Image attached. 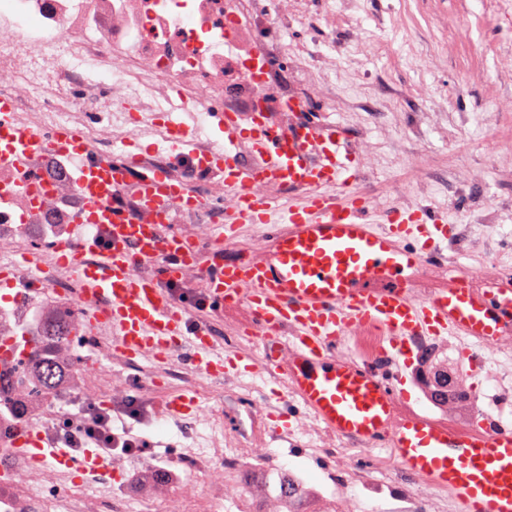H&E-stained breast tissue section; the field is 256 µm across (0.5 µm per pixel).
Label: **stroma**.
<instances>
[{
	"mask_svg": "<svg viewBox=\"0 0 512 512\" xmlns=\"http://www.w3.org/2000/svg\"><path fill=\"white\" fill-rule=\"evenodd\" d=\"M280 56L304 99L303 115L331 123L347 135L358 175L352 189L377 214L421 208L447 218L461 245L463 263L496 276L512 268V0H286L278 25ZM84 378L75 396L54 407L63 416L81 410L88 396L109 401L112 383L138 391L150 418L130 411L112 414L115 432L136 438L134 448L112 451L120 480L75 489L44 487L49 499L106 490L129 502L131 512H284L282 474L307 488L302 512H394L385 494L396 469L381 453L362 448L340 452L337 467L356 481L342 489L327 477L317 453L331 436L312 419L288 418L291 440L265 438L240 449L239 478L194 483L176 456L191 448L221 460L231 420L218 417L226 395L239 397L250 416L270 419L269 377L202 374L189 382L158 379V363L119 361L93 339L75 345ZM195 395L197 408L182 417L165 415L173 394ZM377 480L381 493L360 479ZM194 483L191 493L182 486Z\"/></svg>",
	"mask_w": 512,
	"mask_h": 512,
	"instance_id": "35a3bbf8",
	"label": "stroma"
}]
</instances>
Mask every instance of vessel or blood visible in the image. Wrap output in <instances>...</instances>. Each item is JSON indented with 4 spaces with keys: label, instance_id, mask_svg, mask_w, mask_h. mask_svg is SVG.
I'll use <instances>...</instances> for the list:
<instances>
[{
    "label": "vessel or blood",
    "instance_id": "1",
    "mask_svg": "<svg viewBox=\"0 0 512 512\" xmlns=\"http://www.w3.org/2000/svg\"><path fill=\"white\" fill-rule=\"evenodd\" d=\"M212 119L224 144L201 156L183 152L193 127L170 124V149L185 159L190 176L224 185L220 223L210 226L207 243H190L170 222L174 211L208 207L188 179L152 170L140 181L136 207H126L121 188L140 155L120 165L71 129L32 133L14 121L11 101L0 98V162L28 163L0 181V196L26 194L34 182L43 193L32 206L41 211H49L64 184L80 199L77 213L55 221L62 226L59 261L70 268L86 309L81 334H94L103 320L123 360L164 363L177 356L210 378L239 370L283 378L290 396L280 415L297 402L331 433L389 450L394 467L422 486L446 490L454 512H512V425L492 430L481 420L460 430L409 410L401 373L412 359L413 337L464 336L488 351L511 336L512 272L483 287L468 271L417 296L422 273L448 253L447 219L421 209L377 218L349 190L357 167L336 125L303 119L284 129L258 114L246 133L234 113ZM242 143L248 156L238 152ZM273 184L288 187L297 202L281 207L266 192ZM247 229L264 242L262 256L240 252ZM197 275L206 281L199 301L212 316L246 309L247 319L232 332L257 345L261 359L227 350L207 325L190 320L185 285ZM366 326L390 338L397 363L387 373L337 351L338 340ZM401 406L408 412L398 420ZM11 443L38 467L50 463L80 475L110 469L95 449L77 458L43 447L21 426Z\"/></svg>",
    "mask_w": 512,
    "mask_h": 512
}]
</instances>
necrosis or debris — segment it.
Instances as JSON below:
<instances>
[{
	"label": "necrosis or debris",
	"instance_id": "4bbe7bcc",
	"mask_svg": "<svg viewBox=\"0 0 512 512\" xmlns=\"http://www.w3.org/2000/svg\"><path fill=\"white\" fill-rule=\"evenodd\" d=\"M277 21L276 0H0V97L36 126L74 129L90 141H97V123L86 119L92 107L113 129L135 122L143 136L164 139L161 117L176 108L169 95L175 85L200 107L191 120L201 154L214 147L204 113L223 102L225 84L240 89L249 113L283 112L294 101L286 73L267 59L265 38ZM255 58L267 61L257 80L249 74ZM20 60L32 87L25 98L4 77ZM112 86H141L149 95L135 99L134 112H120L106 96ZM97 143L110 155L107 142ZM17 250L28 263H7L13 284L35 298L58 288L53 243L21 236ZM349 340L359 365L383 369L389 350L381 329H360Z\"/></svg>",
	"mask_w": 512,
	"mask_h": 512
}]
</instances>
